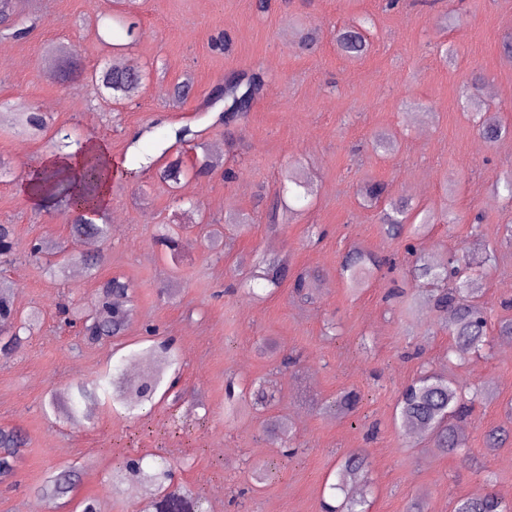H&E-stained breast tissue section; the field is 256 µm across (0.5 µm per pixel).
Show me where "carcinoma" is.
<instances>
[{
	"label": "carcinoma",
	"instance_id": "cac0c4a2",
	"mask_svg": "<svg viewBox=\"0 0 512 512\" xmlns=\"http://www.w3.org/2000/svg\"><path fill=\"white\" fill-rule=\"evenodd\" d=\"M117 22L121 25L126 43L115 48L127 50L141 37L140 22L135 11H118ZM32 30L27 21L16 11V0H0V41L18 38ZM337 51L348 59H360L368 51L369 44L362 26L336 30L334 36ZM54 73L63 81L86 80L98 94L114 102L132 96L145 82L149 72L135 68L136 77H131L127 65L117 58L112 66L86 74L80 68L78 52L65 44L51 48ZM265 81V72L251 68L242 71L224 82V103L226 114L244 115L259 95ZM0 132L11 133L30 140L50 137L53 147L61 154L80 140L64 128L55 126L54 117L22 97L0 105ZM482 138L494 144L509 133V128L487 118L481 122ZM191 165L169 164L160 168L161 177L174 184L190 174L200 176L214 169L213 162L200 142L194 146ZM112 180V175L97 164L85 168L80 183L63 168L32 170L28 187L30 193L54 206H63L70 213L69 236L79 241L84 237L106 238L110 224L106 211L83 206L88 197L103 181ZM360 194L371 207H382V229L392 238L404 233L420 234L429 225L445 218L450 224H457L463 216L454 211L441 215L420 207L409 198H393L386 184L366 181L360 186ZM154 241L173 251L178 246V233L172 224L159 225ZM17 242L14 225L0 224V257L16 254ZM26 258L36 264H45L53 273L63 274L70 268L80 266L89 272L99 269L104 263L101 255H88L68 251L45 241L28 249ZM395 266L391 258H378L359 248H353L340 267V274L347 288L358 292L369 285L370 280L383 268ZM288 257L261 258L249 271L250 277L260 279L271 288H279L288 279ZM412 281L426 287L414 290L406 299L405 311L417 304L428 306L439 320L447 324L450 346L448 353L458 356L479 352L488 342L487 320L472 288V277L460 259L451 256L440 262L432 256L420 255L411 268ZM15 289L0 280V335L6 341L0 345V354L8 356L20 349L26 336L35 328L32 317L23 316L15 305ZM133 311V291L130 283L121 276L105 279L99 289L95 311L82 324L86 331L94 332L100 341L120 336L127 326V319ZM124 360L139 361L144 366L143 376L136 382H129L125 375L113 372L107 376L110 388L112 410L118 414L135 415L155 406L158 394H173L178 380L172 379L164 385L169 372L179 370V355L166 343L133 350ZM484 392L471 390L458 380L445 374L426 371L414 379L402 391L397 405L396 418L401 423L412 422L425 430L434 447L443 452L459 453L465 449L462 422L468 416L475 402ZM359 403V395L348 391L325 405L328 410L344 415L353 413ZM287 423L279 415L267 419L264 433L267 439L276 440L284 435ZM25 444L21 432L13 428H0V478L7 479L14 474L19 449ZM367 463L358 455H350L339 462L335 471V482L329 489L342 494L339 506H326V512H367L366 500L351 492L353 486L367 483ZM116 482L139 485L147 488L152 495L151 512H205L203 497L187 486L175 482L171 464L162 459L157 468L146 471L142 458H137V469L122 465L116 473ZM50 496L58 498L73 490L71 478L65 474L50 477L45 485ZM455 512H512L495 492L489 491L479 497L462 498L457 501Z\"/></svg>",
	"mask_w": 512,
	"mask_h": 512
}]
</instances>
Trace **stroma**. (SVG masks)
I'll return each mask as SVG.
<instances>
[{"label":"stroma","mask_w":512,"mask_h":512,"mask_svg":"<svg viewBox=\"0 0 512 512\" xmlns=\"http://www.w3.org/2000/svg\"><path fill=\"white\" fill-rule=\"evenodd\" d=\"M140 0V41L125 59L138 62L149 79L129 100L108 106L92 87L63 83L43 74L52 45L65 43L82 55L86 69L112 62L123 35L103 0H19L23 19L35 27L21 40L0 41V102L25 95L50 106L57 125L80 141L108 144L122 177L110 190L108 214L121 215L98 250L106 263L97 275L57 279L27 260L32 241H68L70 216L57 207L30 203L22 192L31 167L53 155L48 139L0 137V155L13 174L0 180V224L15 227L18 253L0 263V276L13 282L16 304L36 310L41 323L10 357H0V427L21 429L22 457L12 478L0 482V512H76L92 498L98 512H134L141 495L132 487L112 488V472L129 450L166 457L175 479L201 491L211 512H322L331 492L328 473L343 456L362 452L369 462L363 494L370 512H408L420 501L425 512H454L462 497L494 491L512 503V440L491 450L485 434L494 426L512 429V357L495 335L488 349L461 362L446 359L448 333L427 307L405 312L388 298L392 279L407 276L412 258L382 231L377 209L357 193L362 181L388 185L434 211L453 209L459 224H436L418 239L422 252L472 261L489 327L512 318L503 300L512 299V244L503 238L512 222V199L494 191L495 175L512 171V133L487 144L468 116L469 97L481 112L512 130V62L502 39L512 34V0H461L460 23L445 28L441 16L450 0ZM371 17L365 57L341 56L336 29ZM318 29L313 51L302 50L299 31ZM456 49L448 67L441 45ZM267 73L262 91L245 117L224 123L214 90L231 74L255 67ZM191 76L185 103L159 95L162 87ZM480 82L473 95L463 86ZM190 126L222 154L212 174L183 179L171 189L156 160L194 155L191 143L174 138ZM394 136L391 154L373 150L374 134ZM302 164L311 191L292 200L293 214L268 229V212L281 173ZM235 177L225 181V168ZM249 214L251 226L227 233L211 246L198 233L201 222L223 223L225 215ZM481 215L480 228L470 218ZM183 229L180 261L154 243L165 218ZM395 259L362 291L346 288L338 275L351 246ZM496 266L481 264L487 252ZM288 255L292 270L319 273L313 303L297 300L288 286L254 296L230 290L235 269L255 253ZM120 274L134 289L135 312L125 332L91 341L64 325L61 306L89 310L102 279ZM172 339L182 366L179 402L158 401L151 413L129 419L95 400L88 415L52 410L75 396V387L95 383L130 350L147 346V327ZM299 355L283 371L278 357L263 352V338ZM452 372L470 388L491 390L465 421L466 449L459 454L433 448L427 436L410 437L395 420L400 391L421 371ZM265 380L279 390L276 414L291 425L294 452L266 442L263 415L250 399L234 413L225 409L227 381ZM353 390L360 402L353 415L319 411L321 401ZM274 468L260 490L252 470ZM71 471L74 489L50 500L41 494L48 475Z\"/></svg>","instance_id":"stroma-1"}]
</instances>
